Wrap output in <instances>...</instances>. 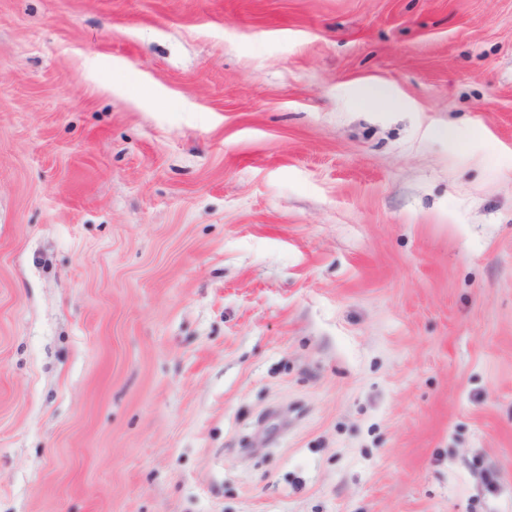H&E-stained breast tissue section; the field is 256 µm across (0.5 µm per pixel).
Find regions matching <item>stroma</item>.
Instances as JSON below:
<instances>
[{
  "instance_id": "obj_1",
  "label": "stroma",
  "mask_w": 512,
  "mask_h": 512,
  "mask_svg": "<svg viewBox=\"0 0 512 512\" xmlns=\"http://www.w3.org/2000/svg\"><path fill=\"white\" fill-rule=\"evenodd\" d=\"M0 512H512V0H0Z\"/></svg>"
}]
</instances>
